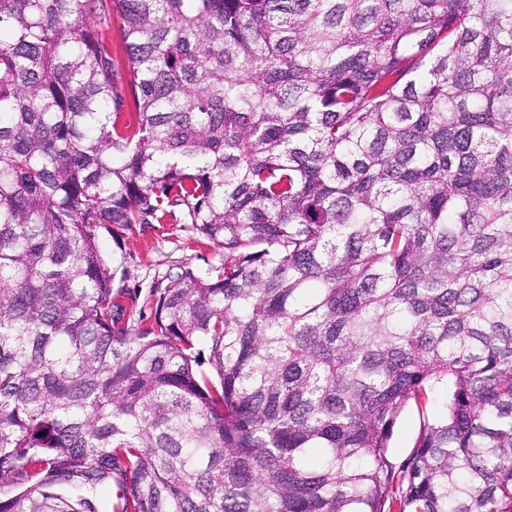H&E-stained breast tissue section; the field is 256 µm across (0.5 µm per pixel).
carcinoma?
I'll list each match as a JSON object with an SVG mask.
<instances>
[{"mask_svg": "<svg viewBox=\"0 0 512 512\" xmlns=\"http://www.w3.org/2000/svg\"><path fill=\"white\" fill-rule=\"evenodd\" d=\"M177 208L224 258L133 333L99 231ZM0 478L512 512V0H0ZM421 410L415 405H408L401 413L391 440L390 458L398 466L415 445L420 428L423 425Z\"/></svg>", "mask_w": 512, "mask_h": 512, "instance_id": "obj_1", "label": "carcinoma"}]
</instances>
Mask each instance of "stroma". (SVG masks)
<instances>
[{
  "label": "stroma",
  "instance_id": "35a3bbf8",
  "mask_svg": "<svg viewBox=\"0 0 512 512\" xmlns=\"http://www.w3.org/2000/svg\"><path fill=\"white\" fill-rule=\"evenodd\" d=\"M195 236L193 226L179 212L159 224L116 225L111 231L101 232V249L105 254L115 255L126 271L120 286L138 299L137 310L124 313L125 322L141 328L153 324L152 291L165 287L168 276L179 267L187 264L204 270L220 262V252L196 244ZM441 409V402L435 401L424 411L412 404L403 410L391 440L393 463H401L414 447L424 415H435Z\"/></svg>",
  "mask_w": 512,
  "mask_h": 512
}]
</instances>
